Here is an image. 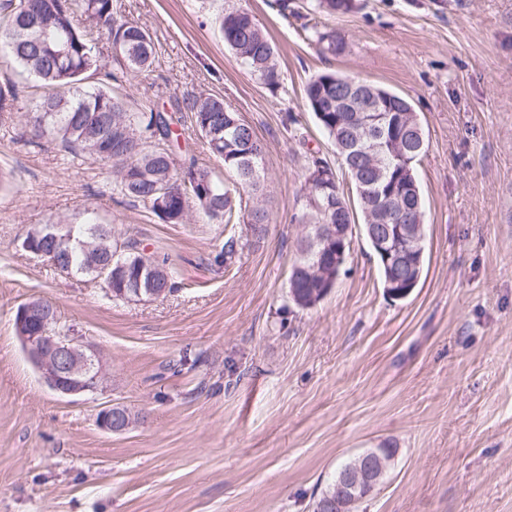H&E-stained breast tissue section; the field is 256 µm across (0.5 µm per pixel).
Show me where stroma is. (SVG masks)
I'll list each match as a JSON object with an SVG mask.
<instances>
[{
	"label": "stroma",
	"mask_w": 512,
	"mask_h": 512,
	"mask_svg": "<svg viewBox=\"0 0 512 512\" xmlns=\"http://www.w3.org/2000/svg\"><path fill=\"white\" fill-rule=\"evenodd\" d=\"M113 3L157 48L123 94L223 99L265 145L267 230L214 265L241 225L164 223L113 194L111 164L29 144L18 76L16 117L0 120V167L15 172L0 187V512H313L371 448L394 455L357 512H512V0H356L340 15L315 0ZM239 7L276 49L278 91L224 44L215 18ZM318 30L344 51L320 53ZM322 73L405 97L424 129L426 271L406 299L386 297L359 230L319 305L289 297L311 157L357 200L308 106ZM88 208L115 238L178 256L182 289L116 301L20 248L27 230ZM33 299L101 352L103 388L64 398L42 383L14 328ZM117 403L131 425L104 432L96 416Z\"/></svg>",
	"instance_id": "obj_1"
}]
</instances>
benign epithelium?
<instances>
[{
  "instance_id": "1",
  "label": "benign epithelium",
  "mask_w": 512,
  "mask_h": 512,
  "mask_svg": "<svg viewBox=\"0 0 512 512\" xmlns=\"http://www.w3.org/2000/svg\"><path fill=\"white\" fill-rule=\"evenodd\" d=\"M358 128L373 129L382 137H393L398 152L405 158L423 147V132L419 125H403L402 118L394 112L380 113L377 107L368 105L354 115ZM406 183L392 185L387 190L389 204L375 210L367 225L375 249L383 258V264L390 270L384 292L390 299H402L410 292L400 287L402 279L398 270L405 264L406 252L399 241L416 235L425 238L422 224H393V215L403 207ZM319 239L336 243V258L345 253L344 242L353 235L351 224H321L317 230ZM27 251L45 259L61 274L68 273L60 264L56 252H46L28 243ZM39 321V329L28 330L31 319ZM60 323L55 309L43 302H27L19 309L15 328L24 350L45 384L62 396H81L96 392L106 377L104 361L97 349L79 342L70 333L59 329ZM110 404L97 415V426L107 433H119L124 428L112 422ZM391 455L381 448L369 449L353 457L340 471L334 491L325 495L320 503L321 512H353V507L365 497L373 494L383 482L389 467Z\"/></svg>"
}]
</instances>
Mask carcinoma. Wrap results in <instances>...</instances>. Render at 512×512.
Listing matches in <instances>:
<instances>
[{
	"label": "carcinoma",
	"mask_w": 512,
	"mask_h": 512,
	"mask_svg": "<svg viewBox=\"0 0 512 512\" xmlns=\"http://www.w3.org/2000/svg\"><path fill=\"white\" fill-rule=\"evenodd\" d=\"M318 6L328 14H345L354 8V0H318ZM217 23L225 45L241 64L276 91L280 85L276 52L254 16L235 9ZM89 28L104 32L113 54L123 60L124 74L147 72L153 66L152 36L138 24L118 19L113 0H0V54L44 89L26 113L31 142L49 137L74 158L113 163L112 190L149 206L165 223L185 224L195 216L231 223L242 193L258 191L264 175L265 149L250 125L238 122L221 99L205 95L177 98L169 108L144 104L134 111L127 99L114 92L121 77L103 70L87 37ZM316 38L332 54L345 48L344 39L334 31L319 32ZM351 80L348 75H318L308 82L306 98L336 147L357 198L380 206L378 180H394L403 167L400 154L390 150L378 168L361 160L350 113L330 109ZM370 88L377 91L380 110L414 113L404 97L375 84ZM16 99V86L5 71L0 74L1 116L10 117ZM186 116L210 153L224 162L229 180L216 178L193 156L177 159L179 127ZM338 202L348 204L335 173L322 159L312 158L305 179V211L299 219L305 232L288 279L292 302L301 309L315 305L325 289L336 285V267L322 254L316 229L319 224L337 223ZM266 219L258 200L249 212L247 229L262 234ZM97 227L99 223L89 217L58 230L67 239L71 275H85L82 243ZM100 245V258L111 263L113 298L129 300L138 291L143 297L158 298L181 289L169 258L145 253L137 240L103 235Z\"/></svg>",
	"instance_id": "1"
}]
</instances>
